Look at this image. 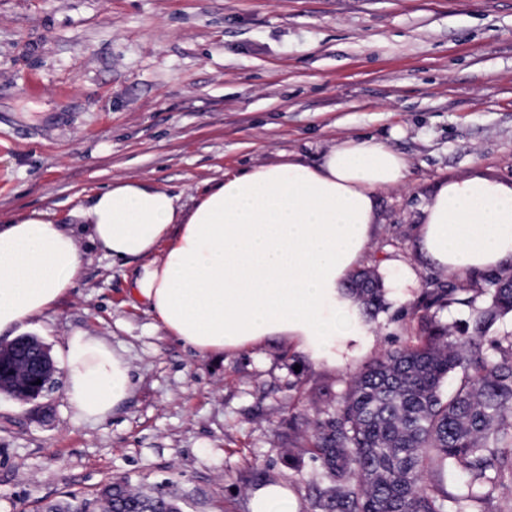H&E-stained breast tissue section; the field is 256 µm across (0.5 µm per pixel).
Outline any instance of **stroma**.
<instances>
[{
  "label": "stroma",
  "instance_id": "35a3bbf8",
  "mask_svg": "<svg viewBox=\"0 0 512 512\" xmlns=\"http://www.w3.org/2000/svg\"><path fill=\"white\" fill-rule=\"evenodd\" d=\"M371 135L407 160L378 195L364 263L385 288L374 334L313 367L285 338L201 356L132 294V265L86 251L76 286L25 333L50 353L85 333L129 365L127 398L79 418L64 369L24 402L0 392V512L128 478L189 495V512H250L253 488L306 507L311 461L288 463V417L335 402L445 272L416 240L437 184L512 183V0H0V224L69 222L113 178L199 196L224 172L313 165ZM415 287H404L406 277Z\"/></svg>",
  "mask_w": 512,
  "mask_h": 512
}]
</instances>
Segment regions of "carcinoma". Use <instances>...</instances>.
<instances>
[{
  "mask_svg": "<svg viewBox=\"0 0 512 512\" xmlns=\"http://www.w3.org/2000/svg\"><path fill=\"white\" fill-rule=\"evenodd\" d=\"M349 292L368 311L383 308L367 271L351 275ZM467 292L453 281L426 289L414 334L367 363L334 411L289 415L290 459L307 456L330 479L313 486L311 512H489L512 486V335L490 334L512 313V275L487 280V306L457 336L433 312L468 303ZM45 512L184 510L176 496L121 480L69 493Z\"/></svg>",
  "mask_w": 512,
  "mask_h": 512,
  "instance_id": "1",
  "label": "carcinoma"
}]
</instances>
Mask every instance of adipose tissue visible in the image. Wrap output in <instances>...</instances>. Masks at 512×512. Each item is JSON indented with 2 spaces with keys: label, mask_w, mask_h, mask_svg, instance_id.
<instances>
[{
  "label": "adipose tissue",
  "mask_w": 512,
  "mask_h": 512,
  "mask_svg": "<svg viewBox=\"0 0 512 512\" xmlns=\"http://www.w3.org/2000/svg\"><path fill=\"white\" fill-rule=\"evenodd\" d=\"M405 158L371 138L225 172L191 205L146 179L114 178L62 224L42 210L0 224V342L75 288L83 247L139 260L133 289L154 319L201 354L288 338L318 366L373 326L347 294L366 258L377 195L402 185ZM418 252L451 276L512 267V185L483 177L439 184L422 208ZM77 415L123 402L127 363L96 337L62 352Z\"/></svg>",
  "instance_id": "1"
}]
</instances>
